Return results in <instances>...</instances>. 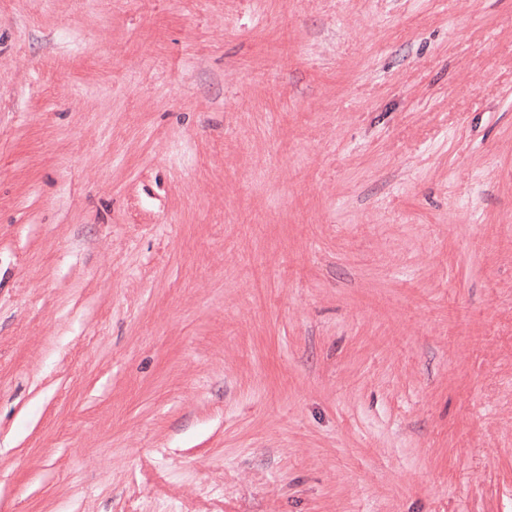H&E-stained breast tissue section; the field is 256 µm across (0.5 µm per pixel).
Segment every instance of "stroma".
I'll return each instance as SVG.
<instances>
[{
	"mask_svg": "<svg viewBox=\"0 0 512 512\" xmlns=\"http://www.w3.org/2000/svg\"><path fill=\"white\" fill-rule=\"evenodd\" d=\"M0 512H512V0H0Z\"/></svg>",
	"mask_w": 512,
	"mask_h": 512,
	"instance_id": "obj_1",
	"label": "stroma"
}]
</instances>
